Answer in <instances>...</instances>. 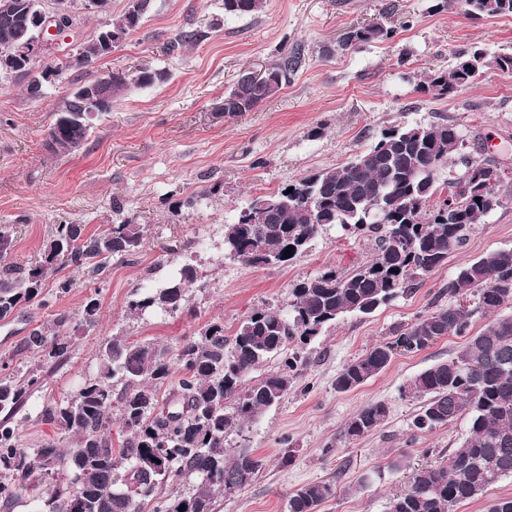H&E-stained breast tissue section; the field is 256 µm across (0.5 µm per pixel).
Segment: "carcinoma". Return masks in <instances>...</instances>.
I'll return each mask as SVG.
<instances>
[{
    "label": "carcinoma",
    "instance_id": "cac0c4a2",
    "mask_svg": "<svg viewBox=\"0 0 512 512\" xmlns=\"http://www.w3.org/2000/svg\"><path fill=\"white\" fill-rule=\"evenodd\" d=\"M10 12L0 13V44L21 34L32 7L45 0H13ZM473 18L512 17V0H463ZM151 0H129L122 16L108 23L114 32L130 34L140 25ZM262 0H224V12L252 15ZM391 30L374 25L349 31L345 44L390 38ZM69 56L43 61L30 59L16 65L28 98L45 97L46 73L60 78L71 71ZM296 45L256 86L243 75L224 96L225 110L250 112L278 94L304 63ZM470 70L493 65L512 71V53L491 60L475 49L461 55ZM160 70L141 69L128 77L109 73L94 79L75 78L59 112L71 121L88 122L89 94L112 111V102L132 87L164 81ZM465 84L459 68L434 71L426 87L441 95ZM91 127L79 125L59 132L49 128V145L56 152L72 151L73 140L85 142ZM460 136L453 124L402 126L389 130L369 149L332 169L313 172L276 194L259 197L266 203L263 221L249 223L239 210L224 225V253L245 264L273 266L289 261L290 243L306 246L323 227L338 224L350 233H364L374 242L373 255L353 272L328 268L293 285L289 313L262 310L252 313L231 338L224 326L212 324L183 340L176 353L182 371L177 387L161 400L158 391L170 374L169 352L153 344L114 338L99 354L95 378L77 392L53 400L43 408L44 421L75 437L71 448L49 445L30 452L19 445L17 416L41 382L38 369L23 382L0 377V509L10 512L27 494L31 512H141L155 502L153 512H213V491H236L249 486L263 468L262 459L248 448H233L228 434L279 402L291 387L294 373L306 363L304 345L346 314L369 315L411 288V283L445 264L448 254L464 245L468 233L482 217L501 204L495 192L500 182L491 161H464V172L448 179L459 185L477 169L486 179L483 193L472 187L457 200L454 223H448L441 205L430 204L425 193L436 173L457 149ZM293 188L286 193V188ZM386 209L387 223L367 217ZM143 231L139 224H117L110 232L85 235L81 224H57L40 262L32 267L0 263V319L40 295L49 274L73 267L100 276L108 259L137 254ZM195 268L186 264L157 288L129 301L137 314L150 310L173 312L184 304L188 287L195 283ZM451 297H477V308L495 313L512 303V250L492 251L461 267L448 283ZM70 322L59 313L52 323L33 329L24 348L45 358H61L67 343L60 337ZM466 337L456 355L435 363L409 383L412 394L423 400L413 425L432 431L461 418L470 420L469 433L448 459L435 466L411 471L408 487L389 499L387 512H456L458 505L483 495L491 486L512 477V316H497L484 329L471 333V311L459 302L433 309L404 329L395 340L379 343L348 362L338 373V392L353 390L378 375L391 362L394 351H421L448 335ZM272 358L278 367L259 382L245 386L246 377ZM234 401L233 411L225 409ZM120 404L118 421L123 439L112 447V402ZM387 408L369 403L345 426V435L365 437L383 424ZM160 463L153 462V459ZM183 475L198 480L194 493H173L156 500L161 481ZM56 481L49 497L42 482ZM336 493L329 480L313 481L289 500V512H318Z\"/></svg>",
    "mask_w": 512,
    "mask_h": 512
}]
</instances>
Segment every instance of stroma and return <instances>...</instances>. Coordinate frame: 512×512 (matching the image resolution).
<instances>
[{"label": "stroma", "instance_id": "stroma-1", "mask_svg": "<svg viewBox=\"0 0 512 512\" xmlns=\"http://www.w3.org/2000/svg\"><path fill=\"white\" fill-rule=\"evenodd\" d=\"M437 2L264 0L262 11L238 17L225 13L223 0H151L140 27L83 74L130 76L148 65L166 71L168 79L114 101L75 152L57 153L48 144L69 79L56 81L38 101L26 96L20 81H0V231L12 240L6 262L26 267L39 261L49 231L61 222L83 225L89 234L125 222L144 231L132 261L111 260L95 279L71 272L67 294L57 297L45 287V302L28 303L0 320V359L9 360L14 379L43 367L39 388L17 418L23 447L59 440L60 430L43 421L42 410L95 377L106 341L122 337L173 349L212 323L230 337L253 312L287 310L293 283L328 268L350 272L369 259L370 240L334 224L287 264L246 265L225 257L224 226L256 198L336 167L390 127L443 119L459 131L463 155L495 161L503 170L496 189L502 204L416 288L372 315L341 317L306 346L308 362L283 400L229 435L264 467L245 489L215 492V512H288L298 489L323 479L332 481L336 494L319 512H386L389 499L406 489L411 468L442 463L461 444L469 430L465 418L432 432L415 430L420 401L408 386L424 369L452 357L463 337L398 352L357 389L334 388L350 360L448 303L446 288L459 267L512 249V73L484 70L447 96L423 88L430 71L457 64L460 50L512 52V17L474 19L458 2L445 9ZM127 4L109 0L106 11L85 17L56 44V55L90 40ZM368 25L395 35L341 47L347 30ZM193 30L201 32L199 41L167 50V41ZM298 44L305 63L279 94L250 112L224 111V95L242 71L265 72L282 50ZM187 263L202 283L189 289L181 310L130 311L135 293L159 286ZM92 296L99 311L89 329L81 321ZM59 311L70 316L63 331L68 352L63 361L44 364L24 349L23 339ZM371 402L386 405L384 423L364 438H346L349 418Z\"/></svg>", "mask_w": 512, "mask_h": 512}]
</instances>
